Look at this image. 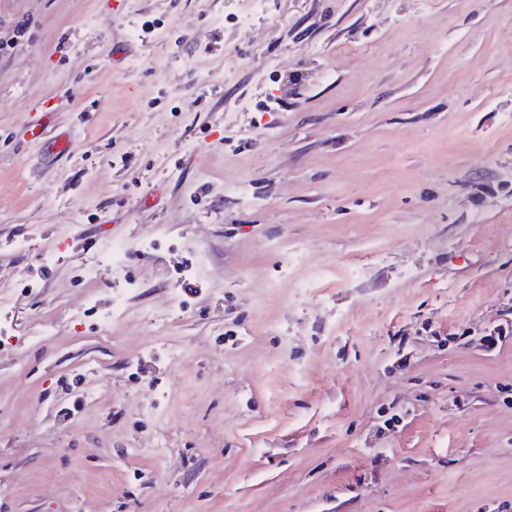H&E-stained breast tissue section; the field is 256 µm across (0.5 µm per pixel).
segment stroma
Here are the masks:
<instances>
[{
  "label": "stroma",
  "instance_id": "obj_1",
  "mask_svg": "<svg viewBox=\"0 0 512 512\" xmlns=\"http://www.w3.org/2000/svg\"><path fill=\"white\" fill-rule=\"evenodd\" d=\"M112 3L0 0V512H512V0ZM125 258V250L121 245L112 246V243H106L102 247V256L93 260L85 267V276L88 280H95L100 271V265H107L112 269L123 266Z\"/></svg>",
  "mask_w": 512,
  "mask_h": 512
}]
</instances>
